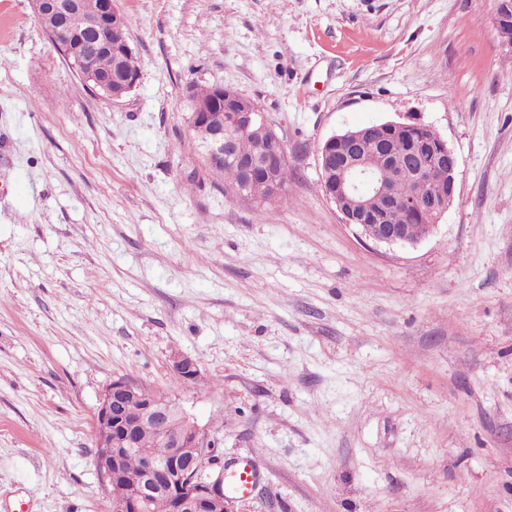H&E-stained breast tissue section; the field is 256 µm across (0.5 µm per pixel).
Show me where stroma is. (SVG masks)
I'll use <instances>...</instances> for the list:
<instances>
[{
  "instance_id": "stroma-1",
  "label": "stroma",
  "mask_w": 512,
  "mask_h": 512,
  "mask_svg": "<svg viewBox=\"0 0 512 512\" xmlns=\"http://www.w3.org/2000/svg\"><path fill=\"white\" fill-rule=\"evenodd\" d=\"M137 59L95 96L30 0H0V512H105L94 414L113 379L174 394L237 512H512V51L497 0H117ZM253 100L289 178L206 173L191 86ZM430 126L458 200L414 246L326 197L318 150ZM197 360V383L171 359Z\"/></svg>"
}]
</instances>
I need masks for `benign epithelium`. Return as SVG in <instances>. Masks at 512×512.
<instances>
[{
    "label": "benign epithelium",
    "instance_id": "obj_1",
    "mask_svg": "<svg viewBox=\"0 0 512 512\" xmlns=\"http://www.w3.org/2000/svg\"><path fill=\"white\" fill-rule=\"evenodd\" d=\"M34 15L42 31L50 38L55 49L66 60L76 59V72L81 81L98 97L116 104L132 92L139 82L140 70L132 63L133 52L126 29L110 27V18L118 13L116 0H31ZM73 11L88 16V38L82 42L66 28V17ZM100 49L109 51L124 62L117 74L95 71L93 56ZM221 84L212 86L211 103L198 106L190 113L189 126L195 133H203L205 169L224 166L230 146L224 142V91ZM235 120L243 130L258 128L271 130L255 102L239 97L234 112ZM364 132L347 130L328 137L318 151V166L325 194L343 216L346 224L358 228L361 236L375 244L387 246L414 245L417 240L409 237L404 224H367L365 204L372 199L381 208L390 210L395 198L389 185L377 179L358 155ZM275 147L271 164L266 168V178L276 184V164L287 159L282 140L277 134L267 139ZM434 165L448 167V187L433 186L425 202H409L407 206L430 217L427 233H432L436 222L452 205L457 188L458 161L455 152L444 139L431 147ZM399 177L414 176L432 181L427 165H394ZM171 369L185 379L200 374L195 359L177 354ZM95 417L112 426L111 435L96 438V467L112 501L113 512H146L149 496L164 491L172 502V512H235L234 501L224 497V482L219 475L202 474L203 463L213 451V440L195 419L183 414L185 428L180 433L170 429V413L150 403H135V384L118 377L105 388ZM151 426L162 440L172 448L168 463L147 460L140 489L134 493L126 490L121 463L125 453L137 443L140 430Z\"/></svg>",
    "mask_w": 512,
    "mask_h": 512
}]
</instances>
